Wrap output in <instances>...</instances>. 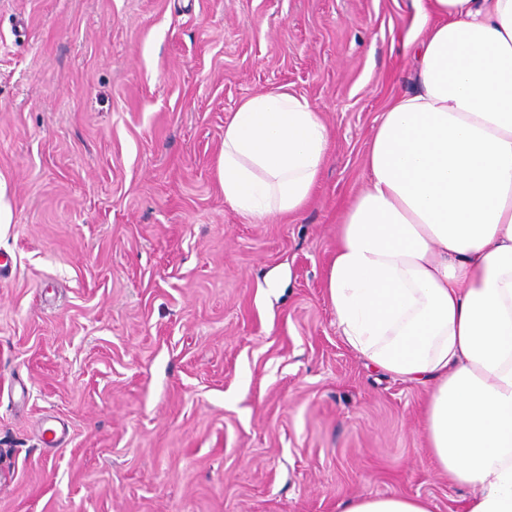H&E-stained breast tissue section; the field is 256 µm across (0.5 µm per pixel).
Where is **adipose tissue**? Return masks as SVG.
Wrapping results in <instances>:
<instances>
[{
    "instance_id": "obj_1",
    "label": "adipose tissue",
    "mask_w": 512,
    "mask_h": 512,
    "mask_svg": "<svg viewBox=\"0 0 512 512\" xmlns=\"http://www.w3.org/2000/svg\"><path fill=\"white\" fill-rule=\"evenodd\" d=\"M401 49L413 91L382 112L369 184L325 273L344 342L428 386L424 431L465 512H512V0H417ZM330 133L304 97L267 90L224 123V200L266 220L300 212ZM342 512H433L366 495Z\"/></svg>"
}]
</instances>
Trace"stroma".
Here are the masks:
<instances>
[{"instance_id": "1", "label": "stroma", "mask_w": 512, "mask_h": 512, "mask_svg": "<svg viewBox=\"0 0 512 512\" xmlns=\"http://www.w3.org/2000/svg\"><path fill=\"white\" fill-rule=\"evenodd\" d=\"M414 0H0V512H464L423 387L324 288ZM283 87L330 131L307 206L224 200V122ZM61 422L62 446L42 419ZM342 512H433L432 503L420 495H366L350 499Z\"/></svg>"}]
</instances>
